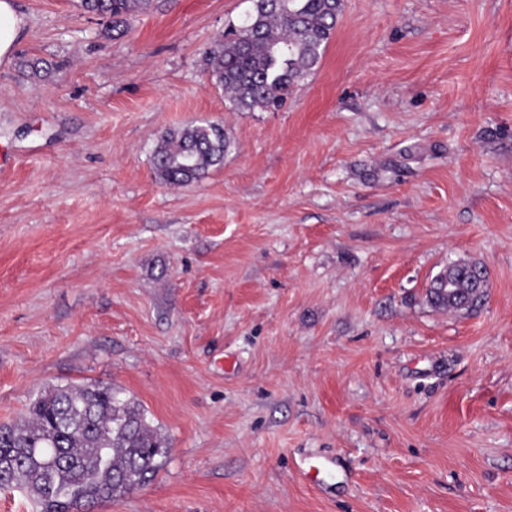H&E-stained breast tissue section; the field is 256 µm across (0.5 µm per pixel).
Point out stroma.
Returning <instances> with one entry per match:
<instances>
[{
	"mask_svg": "<svg viewBox=\"0 0 512 512\" xmlns=\"http://www.w3.org/2000/svg\"><path fill=\"white\" fill-rule=\"evenodd\" d=\"M15 4L0 424L49 385L139 400L167 456L94 512H512V0H344L254 112L205 72L248 0H155L120 34ZM205 123L223 163L160 182L165 130ZM458 260L481 305L431 306Z\"/></svg>",
	"mask_w": 512,
	"mask_h": 512,
	"instance_id": "obj_1",
	"label": "stroma"
}]
</instances>
